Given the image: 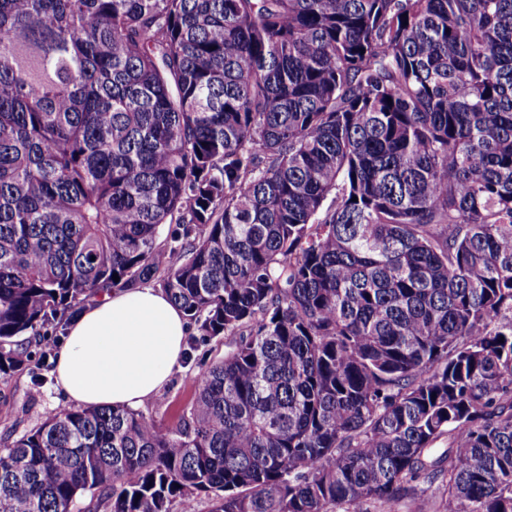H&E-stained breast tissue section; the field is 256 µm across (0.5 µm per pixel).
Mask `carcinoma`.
Segmentation results:
<instances>
[{
    "instance_id": "obj_1",
    "label": "carcinoma",
    "mask_w": 512,
    "mask_h": 512,
    "mask_svg": "<svg viewBox=\"0 0 512 512\" xmlns=\"http://www.w3.org/2000/svg\"><path fill=\"white\" fill-rule=\"evenodd\" d=\"M153 278L224 357L0 512H512V0H0V379Z\"/></svg>"
}]
</instances>
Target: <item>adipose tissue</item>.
<instances>
[{
    "label": "adipose tissue",
    "instance_id": "adipose-tissue-1",
    "mask_svg": "<svg viewBox=\"0 0 512 512\" xmlns=\"http://www.w3.org/2000/svg\"><path fill=\"white\" fill-rule=\"evenodd\" d=\"M188 321L162 289H114L71 320L56 353V381L77 405L135 408L182 359Z\"/></svg>",
    "mask_w": 512,
    "mask_h": 512
}]
</instances>
